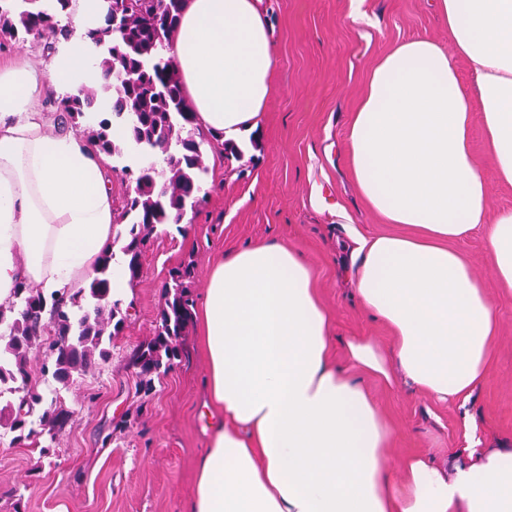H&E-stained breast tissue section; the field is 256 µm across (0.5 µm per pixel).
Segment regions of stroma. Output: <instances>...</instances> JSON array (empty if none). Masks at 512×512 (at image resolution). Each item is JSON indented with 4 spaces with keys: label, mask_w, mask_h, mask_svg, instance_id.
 <instances>
[{
    "label": "stroma",
    "mask_w": 512,
    "mask_h": 512,
    "mask_svg": "<svg viewBox=\"0 0 512 512\" xmlns=\"http://www.w3.org/2000/svg\"><path fill=\"white\" fill-rule=\"evenodd\" d=\"M277 47L274 92L257 126L239 138L242 157L209 145L197 128L205 163L206 200L186 217L192 236L168 225L142 252L143 276L122 294L129 303L112 357L59 395L73 415L49 457L13 443L0 429V512H186L211 417L203 405L206 359L198 314H191L182 357L143 393L128 361L155 333L162 288L192 265L188 294L201 303L213 264L256 243L288 245L312 266L317 293L331 318L334 357L344 359L352 336L391 348L393 335L357 301L351 277L352 236L405 234L358 192L348 129L376 61L413 38L450 49L448 26L435 0H365L370 23L351 17V0H261ZM471 148L488 191L490 214L512 209V185L499 181L481 119ZM483 283L497 315L485 379L468 395L440 402L419 391L401 369L393 384L360 381L392 431L386 466L399 479L402 461L423 455L439 462L475 448H512V289L492 270L485 229L457 241ZM110 445H103L104 436Z\"/></svg>",
    "instance_id": "35a3bbf8"
}]
</instances>
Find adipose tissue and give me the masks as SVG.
Here are the masks:
<instances>
[{
    "label": "adipose tissue",
    "mask_w": 512,
    "mask_h": 512,
    "mask_svg": "<svg viewBox=\"0 0 512 512\" xmlns=\"http://www.w3.org/2000/svg\"><path fill=\"white\" fill-rule=\"evenodd\" d=\"M259 0H186L171 35L174 63L204 126L250 130L273 92L277 50ZM452 51L427 39L395 45L373 67L348 131L356 184L388 223L417 237L356 234L361 305L391 329L332 355L330 317L310 265L294 249L256 244L213 267L200 310L206 403L214 416L188 512H512V448L470 451L442 468L402 463L391 430L357 381L389 379L396 361L421 391L449 401L487 375L495 310L468 261L451 249L485 225L497 280L512 288V210L488 211L470 143L481 114L499 179L512 184V0H437ZM63 53L0 65V302L26 280L53 299L90 280L120 230L109 159L55 130L44 102L75 76L102 81L85 33L94 0L68 17ZM471 69L477 96L457 75Z\"/></svg>",
    "instance_id": "adipose-tissue-1"
}]
</instances>
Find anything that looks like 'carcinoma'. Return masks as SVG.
Here are the masks:
<instances>
[{
    "instance_id": "1",
    "label": "carcinoma",
    "mask_w": 512,
    "mask_h": 512,
    "mask_svg": "<svg viewBox=\"0 0 512 512\" xmlns=\"http://www.w3.org/2000/svg\"><path fill=\"white\" fill-rule=\"evenodd\" d=\"M37 0H0V46L10 41H44L55 53L74 34L62 16L73 0H55L53 11L35 8ZM184 0H115L116 21L87 33L89 50L112 81L100 86L80 83L53 101L62 128L72 127L109 157L123 160L135 152L155 155L159 165L129 172L127 193L115 238L122 242L121 262L128 281L142 276V251L161 226L179 224L187 208L205 202L202 194L207 168L202 142L194 135L196 112L187 102L181 77L168 56L169 35L179 25ZM106 251L88 287L66 291L46 303L42 291L21 281L0 304V428L13 441L30 442L45 455L73 411L48 400L33 376L32 361H41L42 375L69 388L101 369L111 357L112 338L129 316L120 299L111 296V262ZM186 268L171 277L162 292L163 306L154 336L130 356L141 390H152L153 376L170 370L181 357L180 339L190 317L184 280Z\"/></svg>"
}]
</instances>
